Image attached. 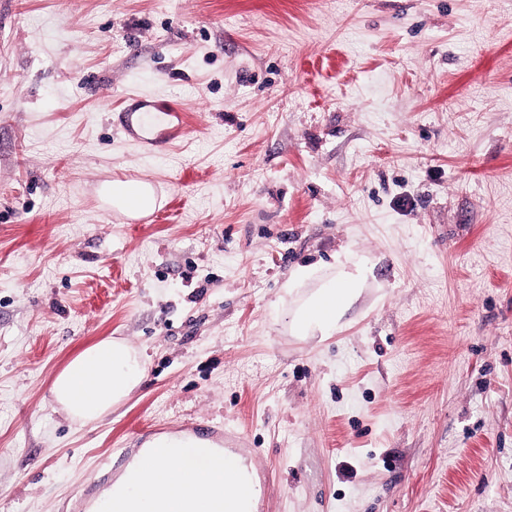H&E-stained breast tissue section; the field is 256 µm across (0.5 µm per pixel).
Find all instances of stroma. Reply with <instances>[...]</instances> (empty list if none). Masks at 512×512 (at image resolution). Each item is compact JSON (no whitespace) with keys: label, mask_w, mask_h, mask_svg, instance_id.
<instances>
[{"label":"stroma","mask_w":512,"mask_h":512,"mask_svg":"<svg viewBox=\"0 0 512 512\" xmlns=\"http://www.w3.org/2000/svg\"><path fill=\"white\" fill-rule=\"evenodd\" d=\"M131 92L182 139L117 130ZM340 252L360 298L294 335ZM109 336L145 378L73 423L52 382ZM200 425L255 512H512V0H0V512ZM100 196L113 211L132 218L148 216L162 203L153 184L146 180L105 182L100 188Z\"/></svg>","instance_id":"stroma-1"}]
</instances>
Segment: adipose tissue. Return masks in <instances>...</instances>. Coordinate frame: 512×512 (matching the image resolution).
I'll use <instances>...</instances> for the list:
<instances>
[{
    "mask_svg": "<svg viewBox=\"0 0 512 512\" xmlns=\"http://www.w3.org/2000/svg\"><path fill=\"white\" fill-rule=\"evenodd\" d=\"M100 196L113 211L132 218L152 214L161 200L146 180L115 179ZM361 271L339 270L293 313L295 333L329 335L356 301ZM144 357L124 342L104 338L86 347L55 377L52 394L71 419L93 423L125 402L140 385ZM183 433L164 434L141 448L110 488L130 504L129 512H206L220 497L224 512H254L256 482L242 456Z\"/></svg>",
    "mask_w": 512,
    "mask_h": 512,
    "instance_id": "1",
    "label": "adipose tissue"
}]
</instances>
